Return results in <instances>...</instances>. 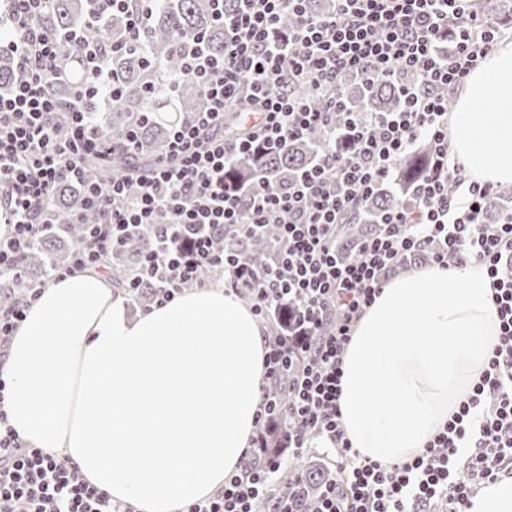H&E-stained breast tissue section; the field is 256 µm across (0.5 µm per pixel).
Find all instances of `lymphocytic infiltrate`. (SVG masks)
<instances>
[{"instance_id": "obj_1", "label": "lymphocytic infiltrate", "mask_w": 512, "mask_h": 512, "mask_svg": "<svg viewBox=\"0 0 512 512\" xmlns=\"http://www.w3.org/2000/svg\"><path fill=\"white\" fill-rule=\"evenodd\" d=\"M153 2L131 11L126 0H90L83 25L61 37L41 22L48 0H0V30L8 33L0 53L18 71L11 93L0 94V223L9 227L0 236V270H19L52 222L56 187L70 182L83 187L98 220L87 226L70 264L50 269L48 280L101 270L109 250L128 245L131 228L150 224L155 244L129 286L151 282L155 303L180 295L204 266L235 292H249L259 318L291 303L288 334L268 341L266 353V379L287 378L288 403L263 390L248 451L265 454V461L181 512H257L286 455L315 442L335 456L317 512H462L485 481L512 476V207L498 223H486L494 187L468 180L448 146V95L494 48L498 23L471 0H336L324 16L310 15L305 0H237L229 13L224 0H212L226 34L223 55L208 54L196 38L182 47L184 74L201 87L204 106L173 129L132 193L125 177L101 182L89 168L110 149L92 119L95 103L118 91L94 35L122 8L124 45L141 47ZM288 14L296 23L285 30ZM64 40L83 51L89 73L65 103L52 94ZM349 75L396 80L399 107L337 125L336 88ZM291 83L307 84L325 106L285 92ZM234 109L260 121L229 139L224 118ZM315 129L327 133L321 159L294 186L260 180L244 200L226 182L235 158L276 150ZM420 139L431 145V165L410 186L407 202L384 214L356 258L337 259L339 224ZM266 224L281 231L279 257L269 267L253 269L217 247L227 233L247 236ZM423 252L441 267L465 255L485 265L498 340L471 395L425 453L384 467L360 459L344 437L340 357L389 272ZM6 421L0 409V512H138L54 454L27 447Z\"/></svg>"}]
</instances>
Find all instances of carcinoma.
<instances>
[{
  "label": "carcinoma",
  "instance_id": "obj_1",
  "mask_svg": "<svg viewBox=\"0 0 512 512\" xmlns=\"http://www.w3.org/2000/svg\"><path fill=\"white\" fill-rule=\"evenodd\" d=\"M89 5L82 0H51L42 22L49 29L63 34L82 22ZM125 34V16H112V23L98 33L100 56L105 65L119 78L122 92L119 97H107L108 112L97 114L96 121L105 137L112 143V157L105 164H98L94 172L103 179L114 174L132 173L149 167L155 160L170 130L203 104L199 85L181 76V38L197 35L207 48L216 54L224 52V27L212 15L209 0H161L153 10L148 23L145 49L142 51L112 52V44ZM64 64L62 81L54 87L60 100L87 80L83 52L66 43L61 45ZM15 63L11 57L0 56V92L8 93L14 83ZM347 111L355 113L391 112L398 104V85L387 79L361 82L346 81L341 89ZM139 112L149 113L148 124L139 129L138 148L128 150L126 137L132 130V119ZM324 134L319 130L309 133L306 139L290 141L282 149L257 159L253 156L236 161L227 173L229 183L242 184L251 178H265L277 185L288 186L300 173L316 161ZM429 150L425 142L418 144L394 165L393 171L379 182L367 199L361 213L338 226L336 248L351 257L356 253L361 239L370 236L389 208L405 198L406 188L426 171ZM53 210L55 226L32 246L21 265V275H0V307L15 303L25 287L42 281L52 264H63L81 241V225L73 223L75 216L84 223L96 220L93 212L83 209L80 186L63 183L54 192ZM134 245L108 255L106 263L116 287L127 289L130 271L136 267L142 252L154 244L156 230L152 227H135L131 232ZM278 246V229L269 225L259 236H224V250L236 254L246 263L263 267L273 259ZM292 467L302 481L305 494L302 512H310L322 484L331 475L330 469L304 456L294 457Z\"/></svg>",
  "mask_w": 512,
  "mask_h": 512
}]
</instances>
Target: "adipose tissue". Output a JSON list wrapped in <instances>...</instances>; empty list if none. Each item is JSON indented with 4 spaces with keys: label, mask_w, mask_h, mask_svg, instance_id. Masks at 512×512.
Wrapping results in <instances>:
<instances>
[{
    "label": "adipose tissue",
    "mask_w": 512,
    "mask_h": 512,
    "mask_svg": "<svg viewBox=\"0 0 512 512\" xmlns=\"http://www.w3.org/2000/svg\"><path fill=\"white\" fill-rule=\"evenodd\" d=\"M448 140L469 179L512 184V42L470 72ZM498 332L478 261L386 282L342 360L338 405L359 458L392 466L421 455L469 397ZM265 355L257 318L230 288L189 291L132 319L107 280L76 274L42 288L0 355V403L21 440L64 450L112 499L179 512L242 469Z\"/></svg>",
    "instance_id": "obj_1"
}]
</instances>
